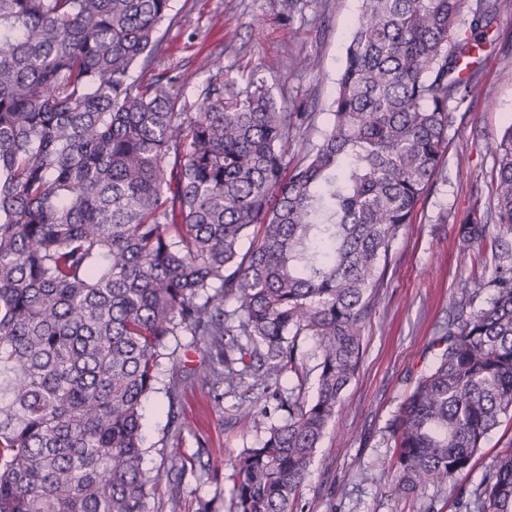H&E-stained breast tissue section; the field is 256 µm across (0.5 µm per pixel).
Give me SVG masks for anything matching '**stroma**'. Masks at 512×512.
Wrapping results in <instances>:
<instances>
[{"mask_svg":"<svg viewBox=\"0 0 512 512\" xmlns=\"http://www.w3.org/2000/svg\"><path fill=\"white\" fill-rule=\"evenodd\" d=\"M360 9L361 0H171V19L159 28L151 68L134 69L132 77L147 83L158 74L186 76L189 83L178 94L192 102L209 81L223 79L225 88L238 92L248 90L250 74H258L278 106L314 115L311 125L290 127L288 159L294 164L330 127ZM484 55L471 108L454 112L448 128L442 173L393 241L391 265L362 328L359 372L313 458L295 512H459V499H472L497 452L512 439V422L502 423L456 486L431 488L418 498L391 496L393 474L380 466L394 451L386 427L416 378L431 367L429 343L447 323L453 302L468 290L480 308L491 295L474 279L488 276L496 259L491 249L463 244L459 225L473 206L486 211L493 205L494 157L486 146L512 124V0H503ZM175 348L180 367L195 366L204 352L188 335L179 336ZM172 363L163 362L144 403V467L163 468L179 482L180 494L173 498L159 487L149 512H229L231 464L263 437L267 420L260 410L272 393L258 387L220 398L201 383L183 382ZM174 383L181 389L176 437L169 432L166 395ZM240 408L256 411V420L228 424ZM172 440L181 450L175 459L164 450Z\"/></svg>","mask_w":512,"mask_h":512,"instance_id":"stroma-1","label":"stroma"}]
</instances>
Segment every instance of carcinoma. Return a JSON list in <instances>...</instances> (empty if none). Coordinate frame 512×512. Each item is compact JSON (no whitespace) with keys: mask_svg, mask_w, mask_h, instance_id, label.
<instances>
[{"mask_svg":"<svg viewBox=\"0 0 512 512\" xmlns=\"http://www.w3.org/2000/svg\"><path fill=\"white\" fill-rule=\"evenodd\" d=\"M322 142L288 167L292 118L259 81L141 85L170 0H0V512H148L142 403L168 339L214 389L288 375L266 437L232 465L233 512H294L363 358L397 231L470 105L500 0H362ZM496 223L460 225L497 263L452 304L435 362L388 429L394 496L453 485L512 417V126L490 142ZM232 301L236 308L224 310ZM316 340V394L299 338ZM512 512V444L474 491ZM169 346L170 351L176 348L175 358L181 368L183 365L188 368L194 367L204 353V345L199 342L198 344L192 343V336L185 334L178 336L177 342L172 338Z\"/></svg>","mask_w":512,"mask_h":512,"instance_id":"carcinoma-1","label":"carcinoma"}]
</instances>
